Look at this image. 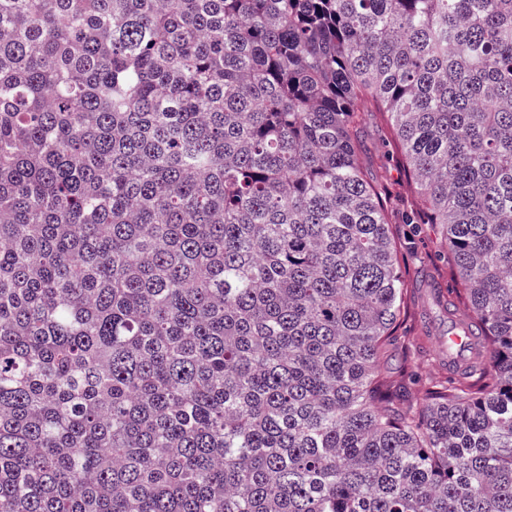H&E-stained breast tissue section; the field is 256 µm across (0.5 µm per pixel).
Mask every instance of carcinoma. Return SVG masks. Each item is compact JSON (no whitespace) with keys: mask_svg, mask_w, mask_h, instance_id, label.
Returning a JSON list of instances; mask_svg holds the SVG:
<instances>
[{"mask_svg":"<svg viewBox=\"0 0 512 512\" xmlns=\"http://www.w3.org/2000/svg\"><path fill=\"white\" fill-rule=\"evenodd\" d=\"M372 112L475 339L406 407ZM0 512H512V0H0Z\"/></svg>","mask_w":512,"mask_h":512,"instance_id":"1","label":"carcinoma"}]
</instances>
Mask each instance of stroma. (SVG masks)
Masks as SVG:
<instances>
[{
	"instance_id": "1",
	"label": "stroma",
	"mask_w": 512,
	"mask_h": 512,
	"mask_svg": "<svg viewBox=\"0 0 512 512\" xmlns=\"http://www.w3.org/2000/svg\"><path fill=\"white\" fill-rule=\"evenodd\" d=\"M359 162L363 170L381 182L390 195V216L409 207L411 197L395 162V148L384 116L374 114L361 126ZM400 248L399 259L408 272L411 292L409 314L399 328L397 342L379 365L380 372L396 379L409 374L410 394L435 378L447 376L437 358L448 335V313L434 300V288L451 287L445 256L436 231L428 224H393Z\"/></svg>"
}]
</instances>
